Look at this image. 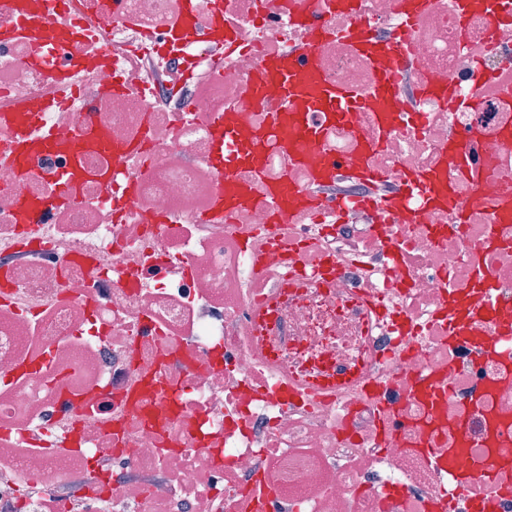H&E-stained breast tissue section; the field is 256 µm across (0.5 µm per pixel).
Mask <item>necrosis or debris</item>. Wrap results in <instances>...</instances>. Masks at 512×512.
<instances>
[{
	"label": "necrosis or debris",
	"mask_w": 512,
	"mask_h": 512,
	"mask_svg": "<svg viewBox=\"0 0 512 512\" xmlns=\"http://www.w3.org/2000/svg\"><path fill=\"white\" fill-rule=\"evenodd\" d=\"M197 3L200 22L222 13L240 51L220 66L219 44L199 43L184 72L160 45L178 0H66L47 47L25 29L37 0H0V151L20 112L40 113L53 138L26 168L0 165V512H471L482 499L512 512V469L458 493L440 464L457 442L441 417L465 422L472 462L489 415L512 418V386L483 392L499 371L498 327L512 324V217L496 207L512 195V21L463 18L457 0H434L410 24L401 124L385 133L359 113L354 128L328 126L300 165L268 144L261 171L241 175L251 204L227 216L216 130L240 116L264 127L284 92L272 84L246 102L258 56L309 41L285 20L299 0ZM315 8L328 32L312 44L320 74L368 89L374 69L339 33L355 19L389 35L396 0ZM43 49L67 58L62 78L38 63ZM421 80L452 86L453 100L418 97ZM89 126L128 148L117 161L86 158L115 166L108 189L62 181ZM362 138L377 140L370 164L389 181L443 169L447 209L416 199L420 224L398 215L379 231L357 209L337 223L336 189L315 188L314 164L349 157ZM283 179L314 192L282 227L284 258L255 235L273 223L268 189ZM358 256L387 277L361 283ZM333 257L348 262L334 286L286 288L272 326L251 336L282 263L307 273ZM484 277L494 318L470 315L449 336L440 306L475 299ZM363 284L390 296L416 334L369 331L354 299ZM328 365L365 368L375 385L314 403L284 384ZM426 372L447 390L435 408L409 394Z\"/></svg>",
	"instance_id": "4bbe7bcc"
}]
</instances>
